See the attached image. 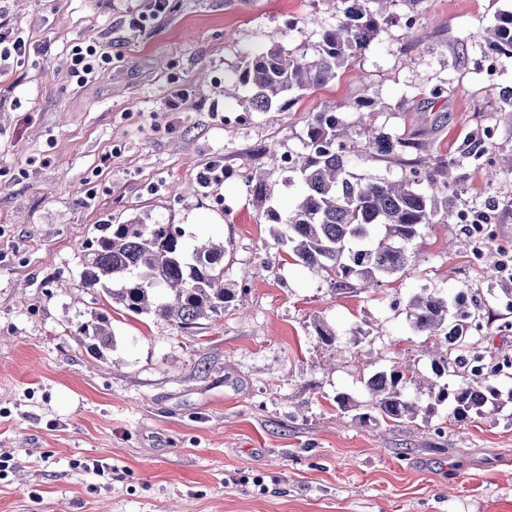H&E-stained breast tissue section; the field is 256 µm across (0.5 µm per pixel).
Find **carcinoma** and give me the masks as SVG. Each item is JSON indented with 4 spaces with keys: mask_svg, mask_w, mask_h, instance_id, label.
Wrapping results in <instances>:
<instances>
[{
    "mask_svg": "<svg viewBox=\"0 0 512 512\" xmlns=\"http://www.w3.org/2000/svg\"><path fill=\"white\" fill-rule=\"evenodd\" d=\"M336 10V24L324 28L314 45L275 41L264 49L243 53L239 81L251 91L255 112L290 111L301 96L334 81L375 41L389 37L392 7L399 0H322ZM493 62L512 65V10L472 35ZM339 106L323 105L309 114L302 135L303 151L294 155L289 171L300 177L302 191L285 217L265 208L267 183L258 177L251 203L274 222V244L291 250L295 264L321 273L336 291L360 286L378 290L382 280L412 267L417 241L425 231L456 215L457 189L441 181L450 166L481 156L489 145L464 148L455 157L425 158L419 143L385 125L364 123L352 132L337 116ZM397 162L406 167L392 181L352 171L356 159ZM105 234L89 247L80 273L86 293L103 296L130 315H155L187 332L201 320L219 317L236 294L224 287V243L206 239L188 250L184 231L174 224H146L132 219L103 225ZM414 330L439 345L431 359L435 382L426 406L405 392L407 374L396 366L365 381L371 412L360 422L413 421L435 413L446 403L457 422L493 415L499 396L498 364L488 365L471 347L469 325L482 318L481 306L463 289L454 298L423 288L408 297ZM86 351L102 356L115 337L101 313L72 332ZM451 377L453 382L441 383Z\"/></svg>",
    "mask_w": 512,
    "mask_h": 512,
    "instance_id": "1",
    "label": "carcinoma"
}]
</instances>
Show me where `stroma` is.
Segmentation results:
<instances>
[{
  "label": "stroma",
  "mask_w": 512,
  "mask_h": 512,
  "mask_svg": "<svg viewBox=\"0 0 512 512\" xmlns=\"http://www.w3.org/2000/svg\"><path fill=\"white\" fill-rule=\"evenodd\" d=\"M149 0H0V18L48 44L0 65V512H512V379H502L494 418L455 421L447 406L398 425L359 423L365 379L399 364L417 374L409 397L427 400L426 337L414 332L406 298L423 288L483 302L480 349L512 361V174L488 182L512 124L487 86L512 87V67L487 77L480 50L461 38L512 0H419L416 36L374 42L355 69L305 94L289 112H252L237 80L244 49L289 45V23L306 41L327 21L320 0H172L145 28L129 13ZM93 38L112 57L77 85L66 71L76 43ZM458 88L433 99L448 77ZM371 81L373 125L414 139L426 157L475 145L494 132L496 151L445 181L460 206H498L480 232L451 223L426 233L415 267L379 292L337 293L322 275L286 262L271 224L251 204L249 177L267 174L271 208L300 194L281 158L301 151L308 115L350 105ZM187 89L167 111L173 88ZM224 178L191 191L207 163ZM233 201L231 213L214 197ZM139 218L177 224L186 243L224 241V282L237 298L192 332L151 315L104 309L80 288L89 245L104 224ZM107 311L115 342L94 357L72 336ZM336 332L323 343L315 323ZM361 329L358 354L346 342ZM355 407L336 408L337 394ZM97 459L98 476L75 469Z\"/></svg>",
  "instance_id": "obj_1"
}]
</instances>
